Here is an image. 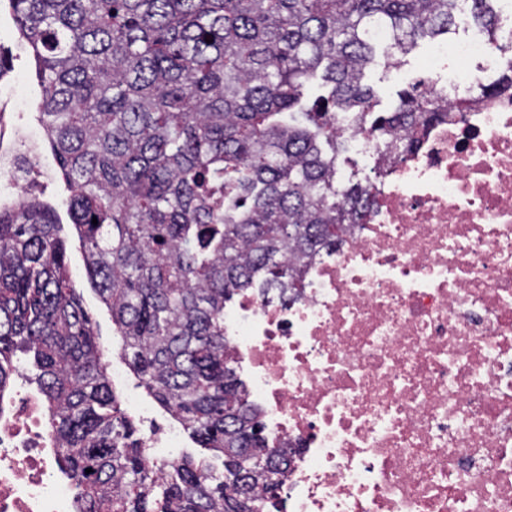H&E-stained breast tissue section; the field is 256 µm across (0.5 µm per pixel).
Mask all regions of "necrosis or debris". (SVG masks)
Returning <instances> with one entry per match:
<instances>
[{
    "instance_id": "necrosis-or-debris-1",
    "label": "necrosis or debris",
    "mask_w": 512,
    "mask_h": 512,
    "mask_svg": "<svg viewBox=\"0 0 512 512\" xmlns=\"http://www.w3.org/2000/svg\"><path fill=\"white\" fill-rule=\"evenodd\" d=\"M497 47L433 43L424 82L449 107L412 153L384 148L354 113L336 126L380 168L376 203L302 285L224 304V336L263 432L287 448L277 512H512V96L479 93L512 59V10ZM37 144L0 143V193L24 192ZM0 390V512H76L44 397L13 361ZM152 469L182 456L183 430L134 395Z\"/></svg>"
}]
</instances>
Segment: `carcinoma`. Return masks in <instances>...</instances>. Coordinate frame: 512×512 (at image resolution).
Wrapping results in <instances>:
<instances>
[{
    "instance_id": "obj_1",
    "label": "carcinoma",
    "mask_w": 512,
    "mask_h": 512,
    "mask_svg": "<svg viewBox=\"0 0 512 512\" xmlns=\"http://www.w3.org/2000/svg\"><path fill=\"white\" fill-rule=\"evenodd\" d=\"M463 0H10L44 91L40 118L73 188L86 270L138 385L222 460L146 468L112 390L53 212L0 205V387L26 358L45 397L79 512H265L276 448L224 345V302L301 286L306 260L373 207L336 184V115L412 151L408 130L446 115L415 83L372 116L364 83L380 32L393 67L446 40ZM495 0L471 16L495 44ZM320 81L325 93L309 88ZM512 90V61L484 94ZM97 224H92V219ZM92 472L85 473L86 469ZM245 473L248 498L238 499Z\"/></svg>"
}]
</instances>
